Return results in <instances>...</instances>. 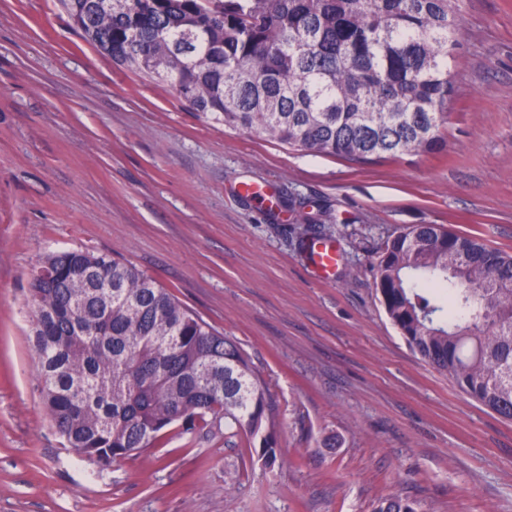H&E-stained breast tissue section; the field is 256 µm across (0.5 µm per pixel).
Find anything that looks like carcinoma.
Instances as JSON below:
<instances>
[{"label": "carcinoma", "instance_id": "cac0c4a2", "mask_svg": "<svg viewBox=\"0 0 512 512\" xmlns=\"http://www.w3.org/2000/svg\"><path fill=\"white\" fill-rule=\"evenodd\" d=\"M461 0H59L117 66L225 128L368 163L444 148ZM376 285L409 345L512 419V256L418 224L383 242ZM43 403L102 466L186 431L255 436L275 408L240 348L132 264L92 249L31 270ZM377 512H416L398 496Z\"/></svg>", "mask_w": 512, "mask_h": 512}]
</instances>
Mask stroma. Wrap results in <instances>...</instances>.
Returning <instances> with one entry per match:
<instances>
[{"mask_svg": "<svg viewBox=\"0 0 512 512\" xmlns=\"http://www.w3.org/2000/svg\"><path fill=\"white\" fill-rule=\"evenodd\" d=\"M445 146L359 164L196 117L118 69L57 0H0V512H512V420L427 364L375 288L380 245L438 224L512 255V0H462ZM274 183L270 209L238 193ZM336 241L335 279L306 245ZM89 248L233 340L275 402L273 468L173 426L112 466L75 459L41 402L28 280Z\"/></svg>", "mask_w": 512, "mask_h": 512, "instance_id": "stroma-1", "label": "stroma"}]
</instances>
